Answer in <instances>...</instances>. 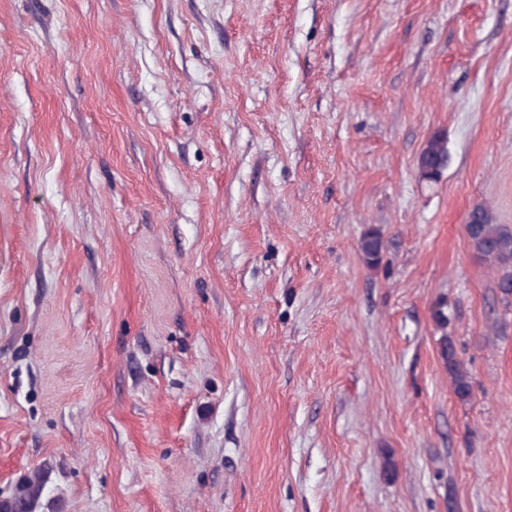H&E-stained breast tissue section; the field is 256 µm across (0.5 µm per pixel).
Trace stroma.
<instances>
[{"label":"stroma","mask_w":512,"mask_h":512,"mask_svg":"<svg viewBox=\"0 0 512 512\" xmlns=\"http://www.w3.org/2000/svg\"><path fill=\"white\" fill-rule=\"evenodd\" d=\"M479 204L512 226V0H0V501L512 512ZM447 159L446 140L440 136L431 138L419 155L418 169L420 177L426 180L435 179L446 165ZM359 249L364 262L368 266L377 265L381 260L384 249V242L381 234L374 229L366 231L360 240ZM440 357L446 369H448V375L457 397L463 401L469 400L473 393L472 378L470 372L464 368L457 354L456 346L448 335L442 337ZM40 487L35 479L22 481L11 500L0 503V512H33Z\"/></svg>","instance_id":"1"}]
</instances>
